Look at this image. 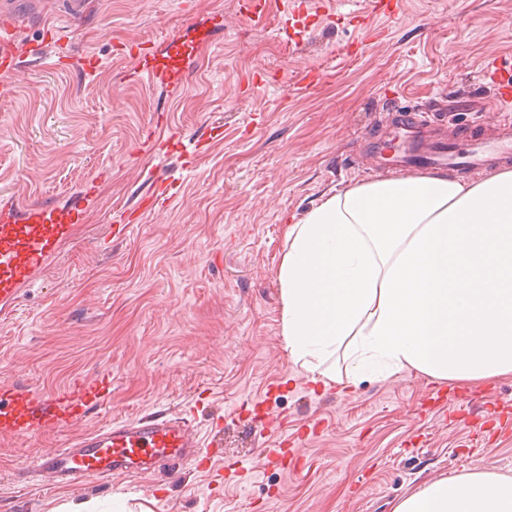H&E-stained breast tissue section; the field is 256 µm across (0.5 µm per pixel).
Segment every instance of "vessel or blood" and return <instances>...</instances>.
<instances>
[{
  "mask_svg": "<svg viewBox=\"0 0 512 512\" xmlns=\"http://www.w3.org/2000/svg\"><path fill=\"white\" fill-rule=\"evenodd\" d=\"M336 11L344 19H366L372 14L395 17L402 0H336ZM18 9L15 0H0V15L6 19L0 29V74L13 75L19 67L16 32L12 23ZM130 55L138 65L136 76L181 90L182 77L174 69L151 65L153 50L131 44ZM418 113L399 119L401 161L427 166H480L512 157V136L477 141L467 134L450 132L431 141L421 130ZM69 233L54 223L45 208L21 209L0 206V304L15 301L29 284L32 271L53 259ZM112 375L102 372L92 379L76 380L51 393L35 396L19 387L0 389V434L28 436L41 431L71 428L93 409L108 404ZM200 445L190 419L180 415L153 414L115 422L80 436L67 447L42 455L33 467L41 482L73 485L94 476L107 479L117 475H140L163 463L176 468L199 466Z\"/></svg>",
  "mask_w": 512,
  "mask_h": 512,
  "instance_id": "1",
  "label": "vessel or blood"
}]
</instances>
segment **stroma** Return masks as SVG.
I'll list each match as a JSON object with an SVG mask.
<instances>
[{
	"instance_id": "35a3bbf8",
	"label": "stroma",
	"mask_w": 512,
	"mask_h": 512,
	"mask_svg": "<svg viewBox=\"0 0 512 512\" xmlns=\"http://www.w3.org/2000/svg\"><path fill=\"white\" fill-rule=\"evenodd\" d=\"M249 2L194 0L187 15L176 0H84L77 18L55 0L47 19L19 14L24 67L0 76V204H80L85 221L0 309V385L45 393L105 370L112 397L68 431L0 436V512H392L441 478L512 477V376L322 387L288 356L277 280L288 220L391 175L371 158L390 105L443 98L437 123L497 134L485 69L492 57L512 69V0H403L399 18L364 27L336 19V0H311L300 41L289 0L256 22L241 15ZM128 42L154 44L184 91L130 80ZM312 66L329 75L303 87ZM212 123L223 140L206 142ZM161 182L173 196L113 237ZM257 399L274 429L255 430ZM162 410L193 411L203 439L223 417L210 469L29 486L43 452ZM315 420L295 467L266 461Z\"/></svg>"
}]
</instances>
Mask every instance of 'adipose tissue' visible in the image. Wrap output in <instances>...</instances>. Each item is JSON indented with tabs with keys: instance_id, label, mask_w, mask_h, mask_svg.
<instances>
[{
	"instance_id": "1",
	"label": "adipose tissue",
	"mask_w": 512,
	"mask_h": 512,
	"mask_svg": "<svg viewBox=\"0 0 512 512\" xmlns=\"http://www.w3.org/2000/svg\"><path fill=\"white\" fill-rule=\"evenodd\" d=\"M277 278L288 354L326 386L376 365L438 382L512 375V169L389 175L287 225ZM344 351V371L329 367ZM392 512H512V477L433 481Z\"/></svg>"
}]
</instances>
